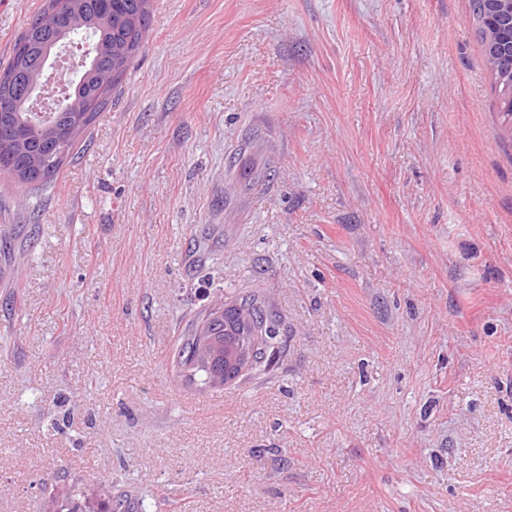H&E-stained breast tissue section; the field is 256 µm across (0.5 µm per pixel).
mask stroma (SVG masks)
I'll use <instances>...</instances> for the list:
<instances>
[{
	"label": "stroma",
	"mask_w": 512,
	"mask_h": 512,
	"mask_svg": "<svg viewBox=\"0 0 512 512\" xmlns=\"http://www.w3.org/2000/svg\"><path fill=\"white\" fill-rule=\"evenodd\" d=\"M45 0H0V69ZM47 189L0 178V512H512V129L469 0H152ZM256 292L280 355L173 366Z\"/></svg>",
	"instance_id": "obj_1"
}]
</instances>
